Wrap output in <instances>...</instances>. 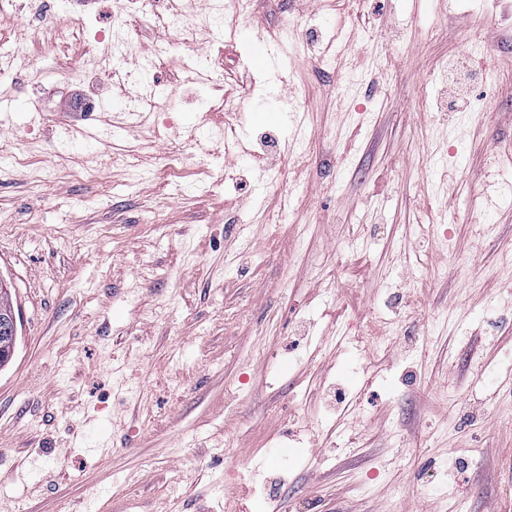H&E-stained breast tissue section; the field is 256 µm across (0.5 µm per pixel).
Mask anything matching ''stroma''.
I'll use <instances>...</instances> for the list:
<instances>
[{
	"mask_svg": "<svg viewBox=\"0 0 512 512\" xmlns=\"http://www.w3.org/2000/svg\"><path fill=\"white\" fill-rule=\"evenodd\" d=\"M210 12L211 155L207 83L154 66L128 127L96 46L0 13V512H512V0H254L270 65ZM139 88L136 94L127 96L124 112L143 117L145 112H156L160 109V105L155 103L158 99L155 90L147 84H140ZM3 321L2 326L0 327V349L2 350V354H7L9 350L12 352V344L14 342L13 346V353L11 355V358L9 361L5 364L7 365L13 358L15 349H16V342H17V332L16 337L14 341V335H15V318L13 313L9 310V306L7 305L6 309H4L3 313Z\"/></svg>",
	"mask_w": 512,
	"mask_h": 512,
	"instance_id": "stroma-1",
	"label": "stroma"
}]
</instances>
